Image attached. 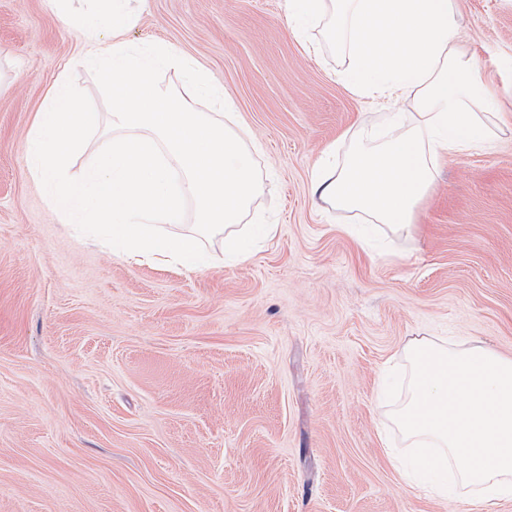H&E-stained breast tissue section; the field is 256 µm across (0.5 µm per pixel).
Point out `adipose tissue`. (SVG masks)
Wrapping results in <instances>:
<instances>
[{
    "label": "adipose tissue",
    "mask_w": 512,
    "mask_h": 512,
    "mask_svg": "<svg viewBox=\"0 0 512 512\" xmlns=\"http://www.w3.org/2000/svg\"><path fill=\"white\" fill-rule=\"evenodd\" d=\"M288 25L298 34L322 26L349 59L346 87L412 110L409 122L386 135L360 131L342 165H316V205L404 229L439 158L487 142L500 128L485 108L493 88L463 45L456 0H288Z\"/></svg>",
    "instance_id": "ef3b65f1"
}]
</instances>
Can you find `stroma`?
Wrapping results in <instances>:
<instances>
[{"label":"stroma","mask_w":512,"mask_h":512,"mask_svg":"<svg viewBox=\"0 0 512 512\" xmlns=\"http://www.w3.org/2000/svg\"><path fill=\"white\" fill-rule=\"evenodd\" d=\"M465 44L512 109V0H458ZM287 0H148L124 40L177 48L224 87L260 171L243 261L136 264L60 223L26 176L59 75L116 138L86 46L44 0H0V512H512L406 483L416 336L512 357V128L438 162L397 233L317 208L312 168L408 107L346 89L348 59L288 30Z\"/></svg>","instance_id":"35a3bbf8"}]
</instances>
